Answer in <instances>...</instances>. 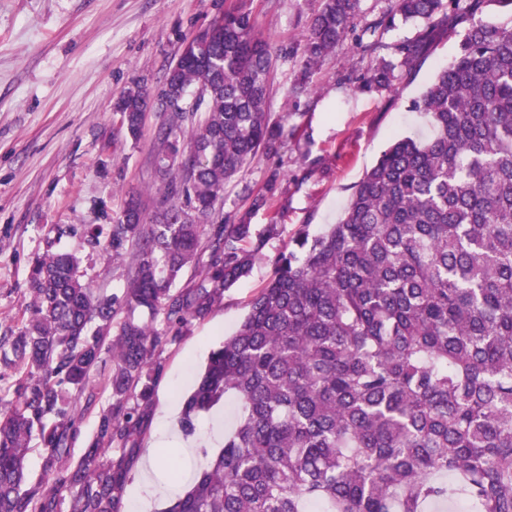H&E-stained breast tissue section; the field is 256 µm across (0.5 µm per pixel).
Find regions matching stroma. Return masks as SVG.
Returning a JSON list of instances; mask_svg holds the SVG:
<instances>
[{
  "label": "stroma",
  "mask_w": 512,
  "mask_h": 512,
  "mask_svg": "<svg viewBox=\"0 0 512 512\" xmlns=\"http://www.w3.org/2000/svg\"><path fill=\"white\" fill-rule=\"evenodd\" d=\"M244 7L274 49L269 112L281 134L270 153L248 165L225 189L223 211L243 216L255 232L281 227L264 240L250 275L224 293L222 304L155 353L158 373L139 419L120 512L147 469L162 408L184 403L213 349L236 331L257 291L272 277L274 260L300 231L324 232L336 223L355 186L394 140L427 133L428 119L410 111L437 70L458 51L470 22L448 13L435 25L413 68L398 70L389 92L341 82L364 76L372 57L341 49L312 76L309 92L292 87L302 66L304 34L320 0H0V336L16 332L35 256L70 251L92 287L123 294L125 264L93 244L91 225L110 223L129 196L144 207L164 191L156 167V134L166 113H147L131 139L115 104L140 85L164 89L167 69L184 45L224 11ZM261 206H254L256 197ZM239 405L196 420L193 436L178 434L159 454L158 485L180 486L157 498L167 512L197 470L216 455L236 426Z\"/></svg>",
  "instance_id": "obj_1"
}]
</instances>
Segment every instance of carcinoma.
Wrapping results in <instances>:
<instances>
[{
  "mask_svg": "<svg viewBox=\"0 0 512 512\" xmlns=\"http://www.w3.org/2000/svg\"><path fill=\"white\" fill-rule=\"evenodd\" d=\"M490 6L512 14V0H395L368 21L361 0H321L304 78L360 26L354 48L376 56L360 88L389 91L419 47L379 56V27L399 18L430 28L448 9L472 18ZM190 45L194 60L165 75L177 99L197 96L159 127L167 183L152 218L132 197L88 230L112 258L128 256L122 296L94 291L71 252L29 266L26 317L0 344V377H17L0 402V512H119L138 425L128 403L150 399L155 351L209 316L260 259L252 225L217 218L225 186L280 136L268 112L273 49L242 8ZM119 102L136 139L151 99L135 85ZM412 109L431 135L395 140L338 223L293 237L212 352L181 427L193 433L194 418L227 397L241 414L168 512H512V24L473 22ZM99 371L109 404L75 459V399L93 400Z\"/></svg>",
  "mask_w": 512,
  "mask_h": 512,
  "instance_id": "carcinoma-1",
  "label": "carcinoma"
}]
</instances>
